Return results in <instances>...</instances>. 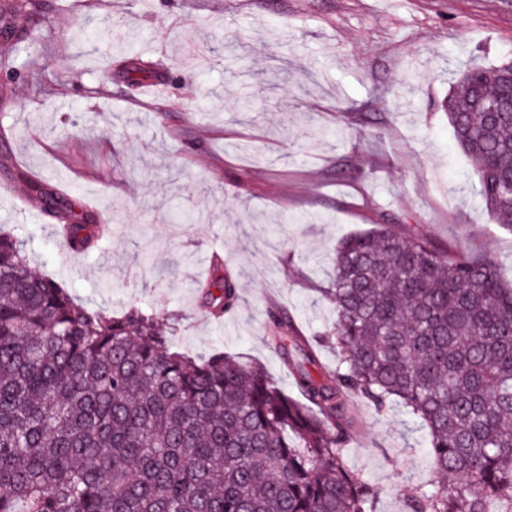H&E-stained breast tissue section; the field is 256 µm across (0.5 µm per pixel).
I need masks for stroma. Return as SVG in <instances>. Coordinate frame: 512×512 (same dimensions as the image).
<instances>
[{
	"label": "stroma",
	"instance_id": "obj_1",
	"mask_svg": "<svg viewBox=\"0 0 512 512\" xmlns=\"http://www.w3.org/2000/svg\"><path fill=\"white\" fill-rule=\"evenodd\" d=\"M33 2L11 23L18 65L0 71V183L38 208L41 190H62L111 223L78 254L51 216L14 226L32 268L83 305L152 313L175 350L239 354L288 390L271 337L301 333L335 364L324 290L352 233L391 224L491 260L512 285V233L473 193L440 108L470 62L512 54V0ZM116 19L127 38L112 46ZM36 25L47 36L31 49ZM131 50L154 61L165 97L117 72ZM216 253L238 284L219 321L201 294ZM356 411L346 465L379 488L377 512H401L403 490L431 477L424 432L397 404Z\"/></svg>",
	"mask_w": 512,
	"mask_h": 512
}]
</instances>
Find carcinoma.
I'll return each instance as SVG.
<instances>
[{
    "label": "carcinoma",
    "mask_w": 512,
    "mask_h": 512,
    "mask_svg": "<svg viewBox=\"0 0 512 512\" xmlns=\"http://www.w3.org/2000/svg\"><path fill=\"white\" fill-rule=\"evenodd\" d=\"M510 64L468 68L441 107L512 232V112L484 111L512 102ZM119 69L153 75L138 55ZM52 217L67 249L93 243L94 215ZM326 293L336 365L304 336L278 340L292 395L238 356L172 350L138 308L83 306L1 224L0 512H375L377 489L344 462L356 398L398 402L425 432L432 478L405 512H512V287L495 266L383 225L341 241ZM204 297L220 318L237 285L221 271Z\"/></svg>",
    "instance_id": "cac0c4a2"
}]
</instances>
